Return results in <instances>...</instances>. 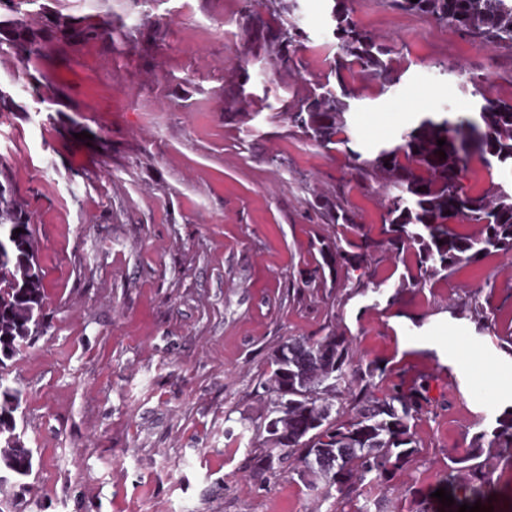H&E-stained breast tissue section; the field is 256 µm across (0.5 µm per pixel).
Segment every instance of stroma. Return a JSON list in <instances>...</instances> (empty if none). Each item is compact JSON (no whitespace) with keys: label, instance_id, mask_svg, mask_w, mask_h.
Segmentation results:
<instances>
[{"label":"stroma","instance_id":"1","mask_svg":"<svg viewBox=\"0 0 512 512\" xmlns=\"http://www.w3.org/2000/svg\"><path fill=\"white\" fill-rule=\"evenodd\" d=\"M302 75L323 79L336 51L326 0H299ZM357 23L397 47L406 68L387 92L363 81L349 116L357 150L398 142L419 113L471 119V77L512 99V53L494 51L388 0H350ZM243 0H158L171 25L152 67L113 73L85 48L57 61L73 106L53 120L0 118L6 161L35 215L46 270L48 332L12 360L26 396L18 424L36 464L32 512H326L298 476L262 472L240 419L258 420V382L291 336H319L320 296L301 285L333 235L311 207L338 191L344 157L284 120L224 121V79L248 71L256 92L284 93L272 64L236 51ZM287 158V170L264 157ZM479 293L491 327L451 317ZM342 324L360 356L432 377L436 411L418 428L425 465L385 512H458L435 496L449 449L507 405L512 255L492 254L394 307L357 296Z\"/></svg>","mask_w":512,"mask_h":512}]
</instances>
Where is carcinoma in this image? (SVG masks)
Wrapping results in <instances>:
<instances>
[{"label": "carcinoma", "instance_id": "obj_1", "mask_svg": "<svg viewBox=\"0 0 512 512\" xmlns=\"http://www.w3.org/2000/svg\"><path fill=\"white\" fill-rule=\"evenodd\" d=\"M50 2L51 7L45 0H0V58L22 64V74L40 92L36 102L46 105L47 112L70 109L63 89L51 79L54 59L95 46L120 71L135 60L148 62L169 45V23L145 9L147 0H130L140 8L135 24L109 10L76 14L69 0ZM327 2L336 41L329 62L332 84L301 76L298 50L307 34L294 21L299 0H261L259 8L245 5L239 17L240 53L248 60L272 62L282 80L294 82L291 94L278 99L277 114L309 142L342 154L348 183L373 188L379 197L381 224L375 229L357 223L339 194L317 197L322 221L336 226V237L321 243L322 263L304 287L322 289L340 304L370 292L381 297L375 286L377 264L410 255L414 263L405 267L387 297L392 306L404 291L445 281L483 255H511L512 187L492 181L474 191L464 177L474 154L486 168L496 165L512 175V101L490 99L476 83L473 95L482 99L479 119L454 121L424 113L398 143L364 155L351 147L348 134V115L360 100L356 81L386 91L401 81L406 68L395 46L361 29L349 0ZM390 2L485 47L512 52V0ZM33 10L42 15L38 26L28 21ZM249 81L246 70L224 81L225 121H237L242 110L259 102ZM22 111L9 87L0 84V117ZM439 139L445 145L438 146ZM460 224L476 230L460 233ZM17 228L22 232H15ZM327 270L343 273V294H336L335 279L326 278ZM45 277L32 213L9 172L1 168L0 489L25 484L34 467L33 450L17 433L24 396L9 379L8 361L49 328ZM455 317L472 320L480 332L487 329L488 312L476 294ZM268 367L259 382L269 397L267 413L288 386L290 402L282 419L288 441L270 440L266 416L241 423L242 431L254 430L263 448L259 465L269 471L276 463L291 461L294 474L329 503L327 512H382L386 493L419 462L417 426L432 407L430 378L402 370L397 381L385 384L388 368L356 357L352 338L334 325L323 336L288 338L273 352ZM499 467L512 468V405L476 433L468 447L448 450L445 481L451 489L484 498Z\"/></svg>", "mask_w": 512, "mask_h": 512}]
</instances>
